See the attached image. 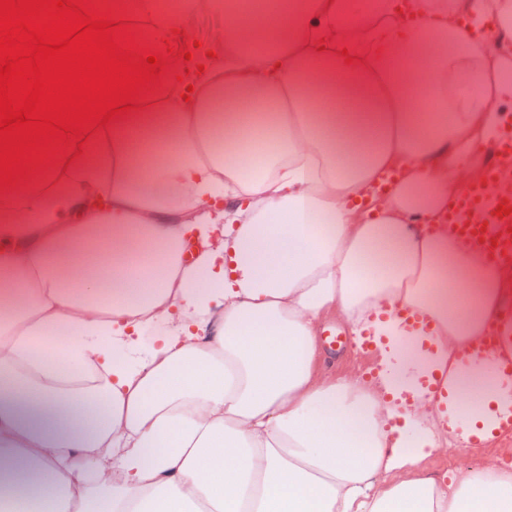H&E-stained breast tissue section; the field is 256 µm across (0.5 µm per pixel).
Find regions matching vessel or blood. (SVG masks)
I'll return each mask as SVG.
<instances>
[{
    "label": "vessel or blood",
    "mask_w": 512,
    "mask_h": 512,
    "mask_svg": "<svg viewBox=\"0 0 512 512\" xmlns=\"http://www.w3.org/2000/svg\"><path fill=\"white\" fill-rule=\"evenodd\" d=\"M490 153L492 159L482 180L466 189L446 219L463 240L479 247L488 260L511 266L512 192L493 195L489 189L512 180V134H505Z\"/></svg>",
    "instance_id": "1"
}]
</instances>
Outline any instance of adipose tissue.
Masks as SVG:
<instances>
[{
  "mask_svg": "<svg viewBox=\"0 0 512 512\" xmlns=\"http://www.w3.org/2000/svg\"><path fill=\"white\" fill-rule=\"evenodd\" d=\"M113 10L153 15L140 41L164 52L195 5ZM508 99L512 0L225 7L194 101L155 88L151 121L0 194V512H512V470L423 467L512 405L461 359L506 277L439 221ZM219 128L265 141L262 168ZM336 317L374 337L375 380L321 367Z\"/></svg>",
  "mask_w": 512,
  "mask_h": 512,
  "instance_id": "obj_1",
  "label": "adipose tissue"
}]
</instances>
